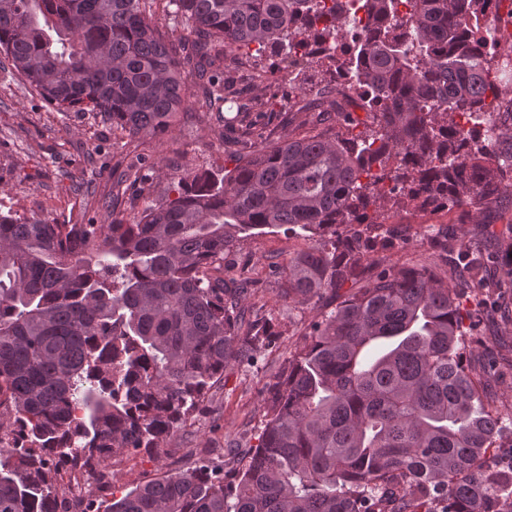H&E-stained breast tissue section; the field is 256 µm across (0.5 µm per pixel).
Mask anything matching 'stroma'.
Masks as SVG:
<instances>
[{
    "label": "stroma",
    "instance_id": "35a3bbf8",
    "mask_svg": "<svg viewBox=\"0 0 512 512\" xmlns=\"http://www.w3.org/2000/svg\"><path fill=\"white\" fill-rule=\"evenodd\" d=\"M322 87L320 79H312L307 94L290 102L286 121L266 130L267 141L311 131V116L302 107ZM188 110L164 144H144L113 133L109 124L91 115L58 112L18 77L0 72V208L51 224H108L112 212L104 203L112 198V173L136 155L149 157L155 198L165 193L176 170L233 169L238 157L235 146L215 134L198 100H191ZM379 220L405 230L408 242L393 259L408 267L428 266L450 276L449 266L433 256L429 244L431 231L443 226L448 229L449 250L464 245L476 252H492L493 270L478 289L464 291L462 329L473 357L492 361L498 395L512 397V325L495 326L489 303L495 296L512 305V209L503 211L489 203L479 210L457 207L444 215L388 206L380 210ZM309 244L308 238L280 229L251 230L245 232L237 251L225 255L218 278L255 281L248 305L254 315L269 322L274 341L253 365L229 366L205 411L163 446L113 460L115 488L127 491L188 468L207 452L223 455L224 483H234L243 452L258 443L268 383L287 368L312 323L337 305L329 295L294 307L272 288L269 262L287 263Z\"/></svg>",
    "mask_w": 512,
    "mask_h": 512
}]
</instances>
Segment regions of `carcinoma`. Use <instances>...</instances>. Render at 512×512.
<instances>
[{
    "instance_id": "1",
    "label": "carcinoma",
    "mask_w": 512,
    "mask_h": 512,
    "mask_svg": "<svg viewBox=\"0 0 512 512\" xmlns=\"http://www.w3.org/2000/svg\"><path fill=\"white\" fill-rule=\"evenodd\" d=\"M0 0V71L63 113L160 142L203 82L237 165L186 171L168 195L110 224H46L0 211V512H62L63 450L97 475L158 448L203 410L224 369L254 360L266 324L239 334L246 288L210 271L245 229L313 239L276 263L293 305L375 273L313 325L268 383L259 444L233 490L224 463L146 481L81 512H512V456L490 449L512 411L488 404L464 363L460 296L427 268L388 263L400 239L377 214L512 203V154L475 135L512 114L493 73L497 45L470 29L490 0ZM193 38L167 39L158 7ZM348 29L338 54L309 49ZM348 79L321 113L344 129L259 143L281 117L246 80L278 82L258 58ZM362 109L371 130L357 135Z\"/></svg>"
}]
</instances>
